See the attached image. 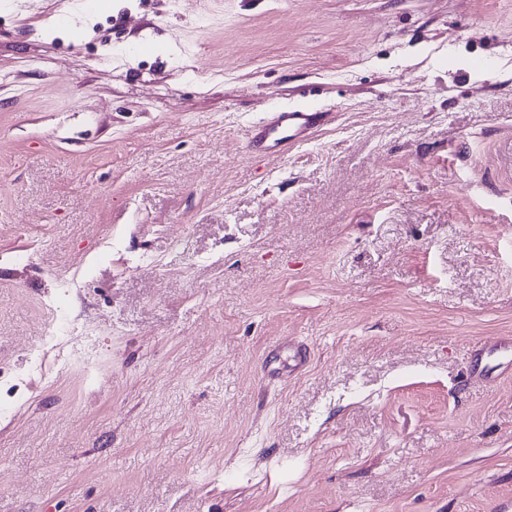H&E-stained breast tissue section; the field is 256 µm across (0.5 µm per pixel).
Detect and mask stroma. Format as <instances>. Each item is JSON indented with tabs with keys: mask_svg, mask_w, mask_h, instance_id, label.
I'll return each instance as SVG.
<instances>
[{
	"mask_svg": "<svg viewBox=\"0 0 512 512\" xmlns=\"http://www.w3.org/2000/svg\"><path fill=\"white\" fill-rule=\"evenodd\" d=\"M0 182V512L512 498V0H6ZM331 119L332 113L329 112L285 107L280 112H273L259 131L249 138L247 153L256 157L284 153L288 146L320 130Z\"/></svg>",
	"mask_w": 512,
	"mask_h": 512,
	"instance_id": "stroma-1",
	"label": "stroma"
}]
</instances>
